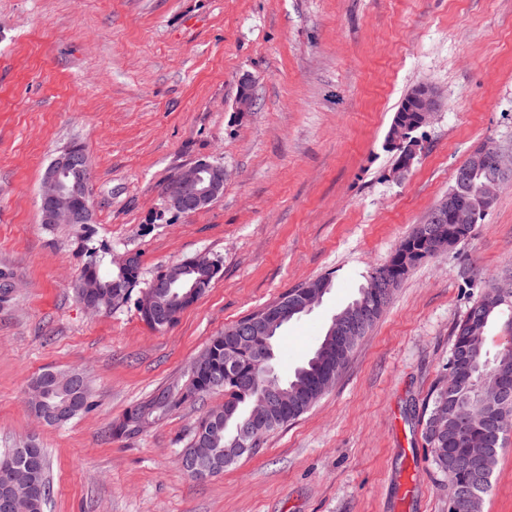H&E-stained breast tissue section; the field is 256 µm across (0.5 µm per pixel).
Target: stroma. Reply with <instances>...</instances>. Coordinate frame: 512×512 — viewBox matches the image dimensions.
Instances as JSON below:
<instances>
[{"label":"stroma","mask_w":512,"mask_h":512,"mask_svg":"<svg viewBox=\"0 0 512 512\" xmlns=\"http://www.w3.org/2000/svg\"><path fill=\"white\" fill-rule=\"evenodd\" d=\"M420 84L442 108L396 181L385 137ZM487 141L512 154V0H0V271L14 286L0 303V448H47L48 512H448L420 418L454 326L487 278L512 273V180L471 239L409 272L335 386L255 455L217 476L182 470L220 393L131 438L111 424L212 336L332 274L322 305L280 332L288 379ZM75 143L91 224L41 223L43 172ZM202 160L223 166V194L165 209L171 177ZM89 248L137 255L146 281L197 254L222 271L155 331L131 304L83 308ZM46 369L84 371L94 409L37 423L27 390ZM492 483L483 512H512V436Z\"/></svg>","instance_id":"35a3bbf8"}]
</instances>
